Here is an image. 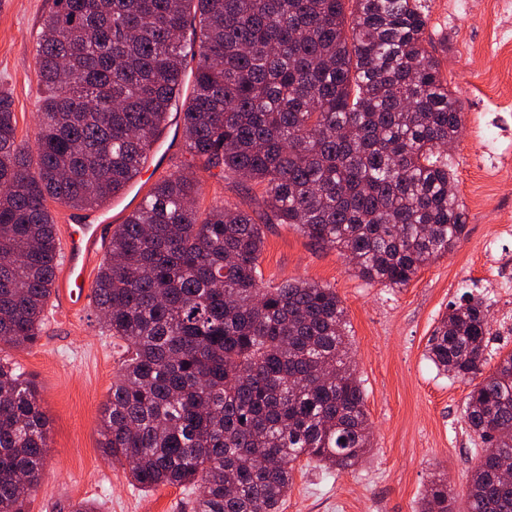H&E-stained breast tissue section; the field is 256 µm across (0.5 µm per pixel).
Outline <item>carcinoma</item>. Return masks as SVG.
<instances>
[{
    "label": "carcinoma",
    "mask_w": 512,
    "mask_h": 512,
    "mask_svg": "<svg viewBox=\"0 0 512 512\" xmlns=\"http://www.w3.org/2000/svg\"><path fill=\"white\" fill-rule=\"evenodd\" d=\"M427 21L422 0H53L36 41L37 157L0 91V344L40 337L61 257L47 201H110L181 110L189 159L113 230L94 281L126 353L101 448L136 486L197 487L194 512H279L297 461L363 462L370 422L345 309L318 283H263L262 224L388 288L456 247L466 219L444 146L462 112ZM199 163L261 187L256 209H200ZM489 308L473 295L452 306L426 357L472 385L464 422L485 448L467 512H512L498 474L512 456V352L479 378ZM46 453L36 386L0 361V512H26ZM454 503L435 475L419 512Z\"/></svg>",
    "instance_id": "obj_1"
}]
</instances>
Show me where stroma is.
<instances>
[{"instance_id":"obj_1","label":"stroma","mask_w":512,"mask_h":512,"mask_svg":"<svg viewBox=\"0 0 512 512\" xmlns=\"http://www.w3.org/2000/svg\"><path fill=\"white\" fill-rule=\"evenodd\" d=\"M52 0H0V89L13 97L17 139L35 147L39 80L34 36ZM425 38L458 98L463 129L448 152L455 190L467 216L457 246L421 269L407 287L387 288L357 276L336 250L320 247L285 224L263 227L260 271L274 286L305 280L335 289L345 309L350 355L366 396L372 448L363 466L338 471L299 461L280 512H415L433 475L442 473L466 512L468 474L479 450L462 418L471 386L438 372L426 357L428 339L449 306L486 294L493 333L512 350V171H487L483 133H501L512 157V40L499 34L496 0L449 7L428 0ZM157 152L130 195L148 193L184 158L181 115L171 112ZM201 209L254 204L234 177L199 171ZM120 341L108 336L95 308L66 316L48 303L41 339L30 349L0 346V359L35 383L48 418V454L27 512H70L90 500L100 512H191L193 494L180 486L144 491L102 453L101 411L119 373Z\"/></svg>"}]
</instances>
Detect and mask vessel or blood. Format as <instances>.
<instances>
[{
    "label": "vessel or blood",
    "mask_w": 512,
    "mask_h": 512,
    "mask_svg": "<svg viewBox=\"0 0 512 512\" xmlns=\"http://www.w3.org/2000/svg\"><path fill=\"white\" fill-rule=\"evenodd\" d=\"M108 230L109 220L105 212L70 217L57 281L58 296L65 309L79 312L89 304V272Z\"/></svg>",
    "instance_id": "1"
}]
</instances>
